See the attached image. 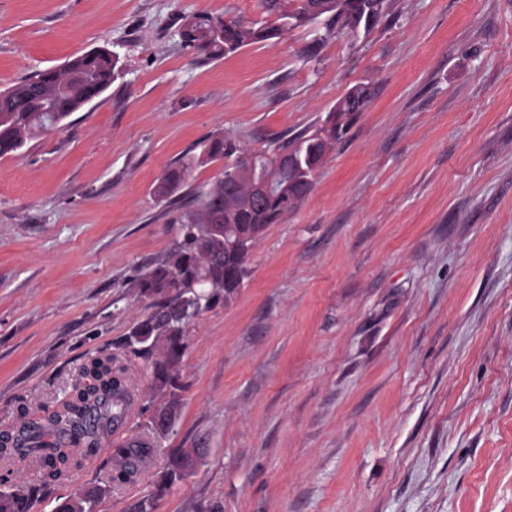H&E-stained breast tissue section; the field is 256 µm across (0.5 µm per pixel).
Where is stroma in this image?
<instances>
[{
	"mask_svg": "<svg viewBox=\"0 0 512 512\" xmlns=\"http://www.w3.org/2000/svg\"><path fill=\"white\" fill-rule=\"evenodd\" d=\"M259 0H0V90L97 48L120 71L63 130L0 157V428L53 411L150 311L130 282L181 239L164 171L206 136L313 132L375 94L242 288L193 321L178 418L97 512H133L175 448L203 465L156 512H512V0H392L218 60L182 16ZM137 404L101 448L146 433Z\"/></svg>",
	"mask_w": 512,
	"mask_h": 512,
	"instance_id": "35a3bbf8",
	"label": "stroma"
}]
</instances>
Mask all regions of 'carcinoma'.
Returning <instances> with one entry per match:
<instances>
[{
  "instance_id": "carcinoma-1",
  "label": "carcinoma",
  "mask_w": 512,
  "mask_h": 512,
  "mask_svg": "<svg viewBox=\"0 0 512 512\" xmlns=\"http://www.w3.org/2000/svg\"><path fill=\"white\" fill-rule=\"evenodd\" d=\"M259 7L264 14L259 20L209 13L184 16L179 27L181 43L196 55L218 60L252 44L274 45L288 30L318 21L324 22L327 37L336 26L353 34L368 32L386 16L389 0H259ZM118 72L112 51L94 49L0 91V155L18 151L52 128L62 130L65 120L104 93ZM372 96L367 84L355 88L336 102L312 133L283 142L270 140L255 151L262 156L290 149L302 159L296 172L277 174L274 190L256 203H246L251 193L249 176L225 180L238 157L249 149L222 133L201 140L199 153L176 163L154 186L155 198L172 202L195 164L224 162L223 176L196 193L192 211L181 219L182 239L177 246L131 282L140 296L152 300L151 312L130 328L119 347L126 356L149 366L152 388L161 398L153 415L174 416L180 409L179 366L189 324L234 296L255 243L268 225L278 223L310 192L326 155L347 134ZM228 229L245 238V251L224 247ZM133 402L127 368L114 354L100 350L83 365L71 394L55 411L33 419L26 407H20V424L0 432V467L10 475L14 467L35 461L40 475L1 489L0 512H33L51 485L97 457L103 440L124 423ZM153 452L148 440L118 444L100 464L99 481L59 502L54 512H96L110 484L145 469ZM195 453V448L174 449L136 512H153L157 501L190 475Z\"/></svg>"
}]
</instances>
